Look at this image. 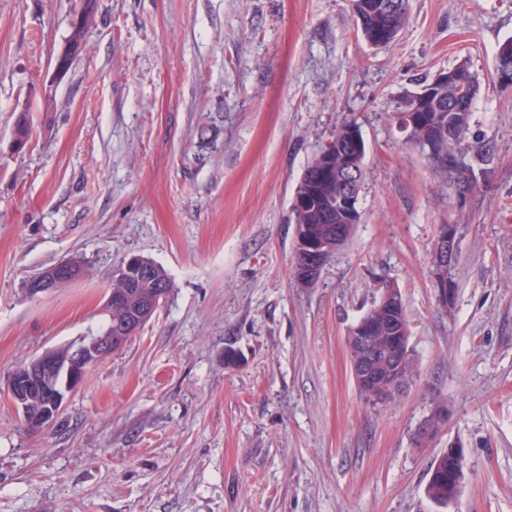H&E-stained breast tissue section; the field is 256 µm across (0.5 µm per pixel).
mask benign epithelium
Returning a JSON list of instances; mask_svg holds the SVG:
<instances>
[{
	"instance_id": "obj_1",
	"label": "benign epithelium",
	"mask_w": 512,
	"mask_h": 512,
	"mask_svg": "<svg viewBox=\"0 0 512 512\" xmlns=\"http://www.w3.org/2000/svg\"><path fill=\"white\" fill-rule=\"evenodd\" d=\"M347 239L346 226L332 228L324 239L314 240L306 234L303 225H296V241L303 257L296 280L302 286H311L319 278L327 255L341 246ZM458 256L457 225H438V235L431 254L430 264L443 268L453 266ZM113 275L126 281L153 278V266L145 258L131 257L123 260ZM78 277L77 266L71 261H61L41 272L28 282V293L33 296L48 294L64 282ZM166 293L160 292L152 301L140 305L134 312L135 319L142 322L151 318L163 303ZM409 345L406 336L394 321L379 324L371 321L357 323L349 333L348 349L350 365L356 384L372 392L388 394L400 383L403 369L402 353ZM112 353V335L97 334L83 336L65 349H51L32 359L23 367L22 374H11L7 380L6 393L13 407L31 429H39L44 422L55 417L63 408L69 394L82 382L83 367L94 365ZM64 375V382L45 392L46 402L38 410L31 409L27 395L34 383L44 384L54 373Z\"/></svg>"
}]
</instances>
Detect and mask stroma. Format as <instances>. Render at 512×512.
Returning <instances> with one entry per match:
<instances>
[{"mask_svg":"<svg viewBox=\"0 0 512 512\" xmlns=\"http://www.w3.org/2000/svg\"><path fill=\"white\" fill-rule=\"evenodd\" d=\"M83 2L0 0V387L97 332L123 259L173 289L59 421L28 433L0 394V512H437L429 468L453 442L447 512H512V88L495 76L512 0H410L382 48L350 0H91L86 46L55 75ZM462 62L480 81L466 141L494 155L459 206L395 113ZM345 118L366 143L362 219L304 288L292 197ZM445 222L449 316L429 273ZM70 257L85 277L28 295ZM382 281L405 300L414 372L375 405L347 336Z\"/></svg>","mask_w":512,"mask_h":512,"instance_id":"1","label":"stroma"}]
</instances>
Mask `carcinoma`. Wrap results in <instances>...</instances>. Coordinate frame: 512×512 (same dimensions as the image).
<instances>
[{"label": "carcinoma", "mask_w": 512, "mask_h": 512, "mask_svg": "<svg viewBox=\"0 0 512 512\" xmlns=\"http://www.w3.org/2000/svg\"><path fill=\"white\" fill-rule=\"evenodd\" d=\"M351 3L357 34L371 46H387L394 42L409 17V0H351ZM94 24L93 8L88 3L84 7L81 23L73 26L67 40L61 70H69L76 52ZM448 73L457 78V83L466 87L467 95L458 94L456 83L434 84L427 80L423 87L432 90L428 100L416 102L419 94L416 90L405 94L399 106L401 112L414 110L408 142L426 156L431 169L446 187L453 185L457 179L455 171L439 165L436 159L427 155V147L432 146L440 152L448 150L449 130H454V150L471 157L469 168H474L476 163L485 164L491 158V146L487 143L475 148L464 145L473 105L480 92L478 78L464 62L448 69ZM353 131L360 132L358 124L353 120H343L336 127L331 140L308 162L295 188L294 196L300 199V205L292 206L295 223L306 225L307 232L315 238L322 237L334 224H345L352 232L361 221L362 215L351 216L338 203L344 191L343 179L350 168L354 167L358 171L357 189H362L366 177V144L362 140L360 151L352 150L349 137ZM107 312L108 319L101 332L110 330L112 337L126 341L138 333L135 324L131 323L129 307L114 305ZM389 317L399 322L404 330H409L406 308L394 312L383 298L375 302L363 319L374 322ZM456 468L461 470L464 464L446 451L438 454L430 467L431 475L425 491L427 497L440 508H448L458 496L461 483L452 479Z\"/></svg>", "instance_id": "carcinoma-1"}]
</instances>
